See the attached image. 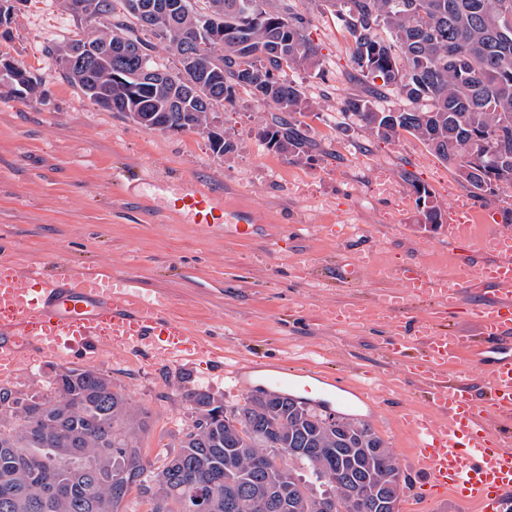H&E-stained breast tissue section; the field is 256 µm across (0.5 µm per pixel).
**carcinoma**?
<instances>
[{
  "label": "carcinoma",
  "mask_w": 512,
  "mask_h": 512,
  "mask_svg": "<svg viewBox=\"0 0 512 512\" xmlns=\"http://www.w3.org/2000/svg\"><path fill=\"white\" fill-rule=\"evenodd\" d=\"M176 12L148 25V14L117 0H66L74 20L103 29L92 43L123 48L116 60L61 68L96 104L109 100L137 125L186 120L209 132L218 155L233 148L209 130L215 105L233 104L243 89L280 112L263 130L268 147L288 158L305 153L295 115L309 108L293 70L323 76L318 48L306 35L309 16L292 0H181ZM342 21L352 39L359 90L341 101L380 140L405 132L448 163L484 200L500 182L512 184V0H313ZM224 26V45L192 68L146 81L143 67L166 71L155 42L174 52ZM190 94L188 80H210ZM382 84H376V80ZM393 94L408 109L380 110ZM193 417L177 451L155 473L140 436L148 412L131 406L112 378L96 370L61 368L53 394L29 397L0 387V512H121L136 490L146 512H385L399 500L402 475L371 425L344 413L316 412L287 396L253 395L234 412L221 398L187 390ZM323 482L330 490L313 493Z\"/></svg>",
  "instance_id": "cac0c4a2"
}]
</instances>
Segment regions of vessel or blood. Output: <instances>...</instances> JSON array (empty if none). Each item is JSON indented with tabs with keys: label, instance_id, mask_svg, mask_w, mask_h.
Here are the masks:
<instances>
[{
	"label": "vessel or blood",
	"instance_id": "obj_1",
	"mask_svg": "<svg viewBox=\"0 0 512 512\" xmlns=\"http://www.w3.org/2000/svg\"><path fill=\"white\" fill-rule=\"evenodd\" d=\"M166 212L215 231L223 229L227 207L222 196L187 181L168 198ZM446 232L457 274L396 268L393 287L370 304L337 307L336 332L375 322L386 328L376 346L381 364L355 394L370 406L386 397L400 401L418 476L411 495L430 503L454 490L478 512H505L512 500V230L481 223L462 199L449 210ZM366 261L365 254L347 253L342 282L358 283ZM451 313L468 318L474 335L448 323ZM76 346L93 359L156 351L187 378L207 358L243 391L251 389L253 360L225 363L223 348L204 346L164 297L145 295L133 277L115 275L106 264L49 271L36 258L1 250L0 377L45 361L66 365ZM304 376L284 365L261 388L329 407L335 373L319 372L317 393ZM419 397L429 409L423 416L414 406Z\"/></svg>",
	"mask_w": 512,
	"mask_h": 512
}]
</instances>
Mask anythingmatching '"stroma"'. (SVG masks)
Wrapping results in <instances>:
<instances>
[{
  "label": "stroma",
  "instance_id": "stroma-1",
  "mask_svg": "<svg viewBox=\"0 0 512 512\" xmlns=\"http://www.w3.org/2000/svg\"><path fill=\"white\" fill-rule=\"evenodd\" d=\"M295 7L312 18L307 34L320 47L325 75L292 73L311 108L301 119L310 148L291 160L262 139L272 108L244 91L213 114L216 129L233 142L221 156L207 134L150 132L98 107L45 51L73 36L75 20L62 0H30L14 16L8 50L38 79L43 97L18 98L0 82V245L51 267L111 263L146 293L165 295L228 355L302 363L316 351L339 375L373 368L380 328L341 339L324 314L348 300L371 299L382 286L379 268L414 262L450 269L455 258L444 227L422 223L414 187L425 186L430 204L443 212L469 192L417 138L404 133L383 141L343 114L341 99L357 89L346 32L312 0H295ZM143 173L154 185L124 192ZM187 179L222 195L230 210L251 212L260 238L240 243L171 219L165 200ZM327 218L364 225L376 240L375 260L356 286L337 280L335 240L282 232L287 224ZM96 368L148 411L140 446L160 467L191 422L182 387L155 355L106 358ZM358 412L408 473V441L387 412L363 405Z\"/></svg>",
  "mask_w": 512,
  "mask_h": 512
}]
</instances>
